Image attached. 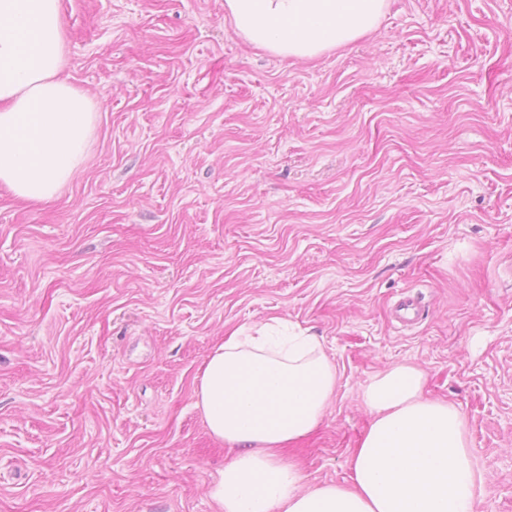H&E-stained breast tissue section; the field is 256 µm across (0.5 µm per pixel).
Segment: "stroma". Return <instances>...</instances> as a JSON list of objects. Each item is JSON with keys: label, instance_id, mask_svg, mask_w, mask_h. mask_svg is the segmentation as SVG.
Segmentation results:
<instances>
[{"label": "stroma", "instance_id": "stroma-1", "mask_svg": "<svg viewBox=\"0 0 512 512\" xmlns=\"http://www.w3.org/2000/svg\"><path fill=\"white\" fill-rule=\"evenodd\" d=\"M61 18L97 123L56 199L0 190V512H216L230 452L195 388L274 316L339 375L287 451L306 485L349 483L362 392L406 363L467 421L479 512H512V0H389L305 60L224 0Z\"/></svg>", "mask_w": 512, "mask_h": 512}]
</instances>
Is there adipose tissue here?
<instances>
[{"mask_svg": "<svg viewBox=\"0 0 512 512\" xmlns=\"http://www.w3.org/2000/svg\"><path fill=\"white\" fill-rule=\"evenodd\" d=\"M387 0H224L235 30L275 55L313 59L373 32ZM60 0H0V186L53 200L86 161L92 100L64 78ZM396 364L363 391L371 415L349 484L306 486L283 449L315 432L338 371L318 337L273 318L227 334L194 406L232 452L208 494L219 512H478L482 481L457 406Z\"/></svg>", "mask_w": 512, "mask_h": 512, "instance_id": "ef3b65f1", "label": "adipose tissue"}]
</instances>
